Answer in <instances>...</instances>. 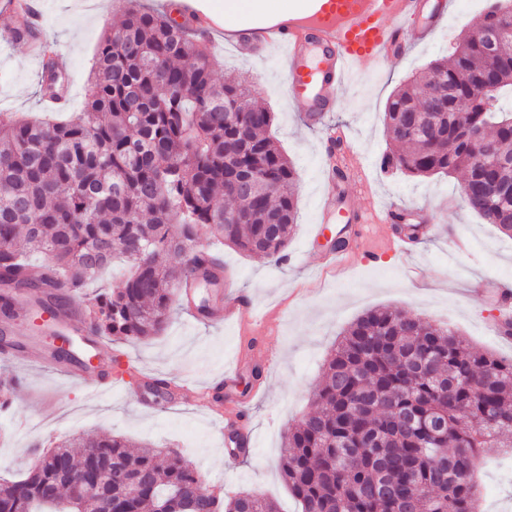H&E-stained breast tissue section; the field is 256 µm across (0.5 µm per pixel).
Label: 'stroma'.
<instances>
[{
	"label": "stroma",
	"instance_id": "1",
	"mask_svg": "<svg viewBox=\"0 0 512 512\" xmlns=\"http://www.w3.org/2000/svg\"><path fill=\"white\" fill-rule=\"evenodd\" d=\"M43 19L33 38L0 41V112L44 118L48 108L37 93L42 60L31 52L46 41L63 55L74 111L89 94V72L108 22L119 21L128 0H45ZM485 0H451L445 27L429 41L408 45L400 57L370 61L342 84L330 126L343 132L341 144L324 143L321 130L309 127L295 109L284 82V61L274 53L241 57L222 41L210 44L218 77L250 74L254 94L275 114L270 132L298 172L297 224L283 261H261L218 243L204 230L198 248L221 257L230 289H197L195 305L215 306L227 293L250 300L245 320L192 324L186 304L175 300L162 335L145 342L104 341L114 386L99 394L89 384L61 375L55 366L33 358L27 364L0 360V384L11 387L12 402L0 410V478L24 472L35 445L54 446L83 435L120 434L141 446L170 448L206 479L223 483L221 497L256 491L274 501L279 512H296L277 463L284 434L313 408V390L326 356L341 333L364 312L391 306L426 321L454 328L472 348L512 358V337L490 331L497 311L492 298L473 291L478 280L512 289V239L468 209L460 177L415 178L381 171L379 159L389 142L384 110L401 83L423 74L431 60L452 54L459 36L478 30ZM339 168L348 205L373 198L377 209L397 205L416 219H429L433 232L409 253L388 249L392 223L379 218L365 243L335 268L324 267L321 242L308 234L319 222L327 173ZM240 358L235 397L246 398L252 443L246 454L230 458L224 422L211 409L180 403L178 388L193 381L209 386L225 362ZM164 381L169 392L144 404L137 396L148 383ZM53 406L51 417L43 409ZM479 474L480 512H512V459L501 449L484 451Z\"/></svg>",
	"mask_w": 512,
	"mask_h": 512
}]
</instances>
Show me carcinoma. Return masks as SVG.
Listing matches in <instances>:
<instances>
[{
	"label": "carcinoma",
	"instance_id": "obj_1",
	"mask_svg": "<svg viewBox=\"0 0 512 512\" xmlns=\"http://www.w3.org/2000/svg\"><path fill=\"white\" fill-rule=\"evenodd\" d=\"M501 28L512 29V0H495L451 58L392 93L384 127L393 149L381 165L418 178L462 174L468 208L512 238V193H499L512 190V111L499 106L512 88V46L493 59L482 50ZM64 78L56 65L44 69L40 98L61 97ZM481 78L497 86L488 107L473 95ZM459 107L496 160L480 161L464 139ZM273 120L247 79L215 80L208 44L186 22L130 7L102 34L78 117L0 118V312L26 290L45 293L36 304L50 311L59 299L48 289L80 290L120 255L128 276L84 298L87 323L100 338L143 339L164 331L178 284L196 269L192 257L182 266L162 257L191 253L198 227L250 257L285 259L298 175L268 134ZM30 252L44 255L36 280ZM314 404L280 461L301 512H479L482 449L512 454V360L397 308L371 309L344 330ZM111 470L124 479L104 495L75 499L65 487L72 471L95 481ZM197 475L179 453L161 460L122 435L72 439L0 479V512H191L183 491ZM224 512L276 505L246 491Z\"/></svg>",
	"mask_w": 512,
	"mask_h": 512
}]
</instances>
